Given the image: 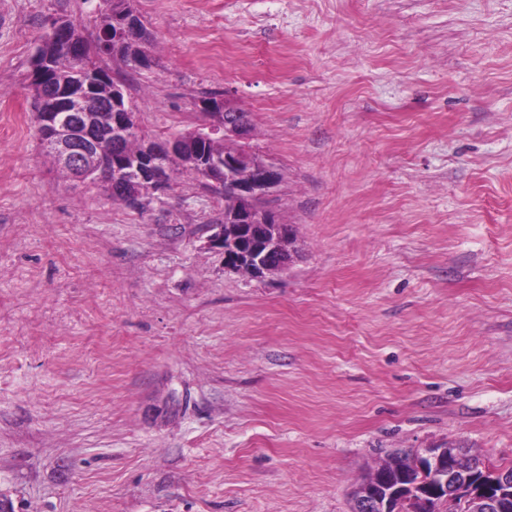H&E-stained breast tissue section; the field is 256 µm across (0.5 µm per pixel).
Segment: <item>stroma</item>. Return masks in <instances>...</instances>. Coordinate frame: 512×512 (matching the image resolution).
<instances>
[{"instance_id": "obj_1", "label": "stroma", "mask_w": 512, "mask_h": 512, "mask_svg": "<svg viewBox=\"0 0 512 512\" xmlns=\"http://www.w3.org/2000/svg\"><path fill=\"white\" fill-rule=\"evenodd\" d=\"M0 0V495L15 512H348L398 450L512 465V0H134L140 128L249 112L288 272L210 248L224 199L143 210L45 159L51 18Z\"/></svg>"}]
</instances>
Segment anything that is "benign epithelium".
I'll list each match as a JSON object with an SVG mask.
<instances>
[{
	"label": "benign epithelium",
	"instance_id": "7a95c632",
	"mask_svg": "<svg viewBox=\"0 0 512 512\" xmlns=\"http://www.w3.org/2000/svg\"><path fill=\"white\" fill-rule=\"evenodd\" d=\"M114 18V50L129 52L141 68L150 66L152 59L145 49L146 25L140 15L130 5L119 8ZM49 29L57 40L70 47L71 54H82V47L71 38L67 20L54 17ZM53 68L51 61L34 54L30 72L33 92L41 96L47 93L55 103L54 111L42 117L40 148L56 165L66 168L72 180L84 183L95 178L107 194L119 190L130 202L141 205L142 183L149 181L160 192L166 187L163 157H189L207 181L232 189V200L224 208V223L214 225L208 238L211 247L223 251L226 268L250 279H262L293 265L298 250L289 227L264 206L265 199L280 183L281 173L265 156L246 147L251 123L230 98L200 101V109L206 113L201 127L149 141L141 153L129 157L124 145L138 133L139 124L137 112L125 100L121 83H112V129L107 142L100 146L90 135L97 122L96 114L80 110L94 97L93 87L56 88L50 80ZM212 139L224 140L228 147L224 156H212L202 149V144ZM412 462L431 490L410 498L413 512H433V500L443 492L459 512H509L512 474L496 471L491 481L477 477L478 471L486 473L488 469L475 463L460 446L417 448ZM403 494L399 486L390 488L367 478L353 489L350 512H390L393 499Z\"/></svg>",
	"mask_w": 512,
	"mask_h": 512
}]
</instances>
